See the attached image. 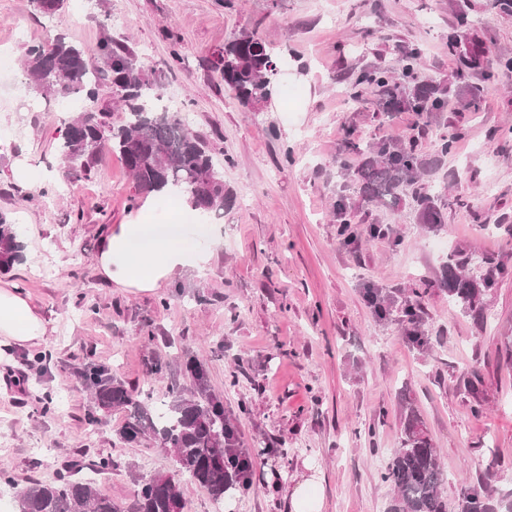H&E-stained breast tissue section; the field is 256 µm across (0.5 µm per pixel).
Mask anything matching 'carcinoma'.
Returning <instances> with one entry per match:
<instances>
[{
    "label": "carcinoma",
    "instance_id": "1",
    "mask_svg": "<svg viewBox=\"0 0 512 512\" xmlns=\"http://www.w3.org/2000/svg\"><path fill=\"white\" fill-rule=\"evenodd\" d=\"M104 68L88 67V51L65 40L59 33L31 45L26 52L25 81L20 92L25 101L67 99L74 96L93 102L103 79L112 84L114 96L126 107V121L114 126L109 113L86 110L73 117L66 128L58 152L68 174L89 178L98 157L110 151L121 156L135 180L138 193L164 194L177 190L186 196L189 207L201 214L218 215L224 210L228 193L224 174L205 139L185 124L180 113L161 105V87L150 82L142 66L123 43L105 36L98 45ZM421 52L411 48L397 63L398 74L384 67L357 72L352 81L357 99L364 88L380 92L378 112L408 111L423 125L435 122L447 106L450 88L436 81H415ZM219 73L224 87L245 106L265 102L272 94L270 76L277 73L267 45L252 31L243 30L224 44ZM464 66L480 70L485 79L493 77L482 44L466 49ZM460 133L441 138L439 154L425 158L418 150V138L401 143L380 141L361 150V163L347 176L361 200L367 204L394 206L410 200L420 224L444 223L445 194L431 185L441 157L448 155ZM344 197L336 201L338 236L352 239L350 219L346 218ZM23 242L15 224L0 215V271H8L21 260ZM500 265L490 255L473 258L460 252L448 255L440 287L448 302L475 311L483 289L493 284ZM187 369L195 391L172 389L173 400L158 426L148 411L115 375L89 366L83 379L92 389L95 403L103 408L123 407L132 421L120 435L127 448H135L154 438L171 452L179 470L215 500L250 488L248 475L241 474L240 453L235 429L224 417V401L209 392L202 365L192 361ZM69 475L55 481H31L15 494L17 512H121L111 498L96 492L91 482L76 477L79 462L69 466ZM381 479L396 491L387 512H448L443 495L448 474L441 466L437 450L424 421L413 411L405 415L399 447L391 452ZM181 489L167 474H155L139 481L133 512H182ZM457 512H512V491L502 492L484 484L464 490Z\"/></svg>",
    "mask_w": 512,
    "mask_h": 512
}]
</instances>
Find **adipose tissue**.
I'll list each match as a JSON object with an SVG mask.
<instances>
[{"mask_svg":"<svg viewBox=\"0 0 512 512\" xmlns=\"http://www.w3.org/2000/svg\"><path fill=\"white\" fill-rule=\"evenodd\" d=\"M207 225L186 224L179 204H171L166 221L141 213L132 223L108 229L97 264L112 282L134 293L158 288L179 268L206 270L208 252L199 245L211 235ZM46 324L27 295L0 283V343L39 344Z\"/></svg>","mask_w":512,"mask_h":512,"instance_id":"obj_1","label":"adipose tissue"}]
</instances>
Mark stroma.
Here are the masks:
<instances>
[{"label": "stroma", "instance_id": "obj_1", "mask_svg": "<svg viewBox=\"0 0 512 512\" xmlns=\"http://www.w3.org/2000/svg\"><path fill=\"white\" fill-rule=\"evenodd\" d=\"M462 14L474 23L468 40L481 41L489 59L512 57V14L493 0H66L58 31L89 51L94 69L103 66L95 50L105 34L127 45L169 108L193 113L192 129L223 161L233 195L211 220L221 239L209 274L185 268L132 293L97 267L104 228L131 222L144 205L166 220L170 202L136 195L115 152L99 157L90 178L64 177L58 147L70 113L10 94L27 47L44 35V15L35 0H0V47L13 60L0 79V213L25 233L24 261L0 280L29 296L48 324L40 346L0 345V471L15 487L53 480L77 459L97 491L130 512L138 481L173 463L155 441L120 445L127 412L99 408L82 373L95 364L158 409L172 387L190 386L194 360L256 463L250 491L222 506L181 480L184 512H291L285 490L309 474L322 512H386L393 490L379 474L399 445L408 402L449 475V502L492 461L499 489L512 488V367L502 361L512 275L484 290L483 321L449 305L439 286L455 249L512 268V151L502 148L512 131V71L487 82L461 72L448 33ZM245 29L279 63L271 100L253 108L225 90L213 66ZM414 47L422 78L484 88L475 110L449 98L418 139L433 156L442 134L460 133L433 176L445 189V222L435 231L416 223L409 205L363 203L344 173L360 148L411 135L414 113L378 114L374 90L355 100L348 88L360 69L395 70ZM18 160L31 183L14 177ZM340 197L357 230L350 245L337 235ZM373 224L388 234L369 237ZM38 350L51 358L31 365ZM157 362L165 377L152 374ZM239 364L241 386L228 391ZM472 371L485 393L479 412L466 384ZM45 396L55 404L48 415ZM102 457L110 470L98 471Z\"/></svg>", "mask_w": 512, "mask_h": 512}]
</instances>
